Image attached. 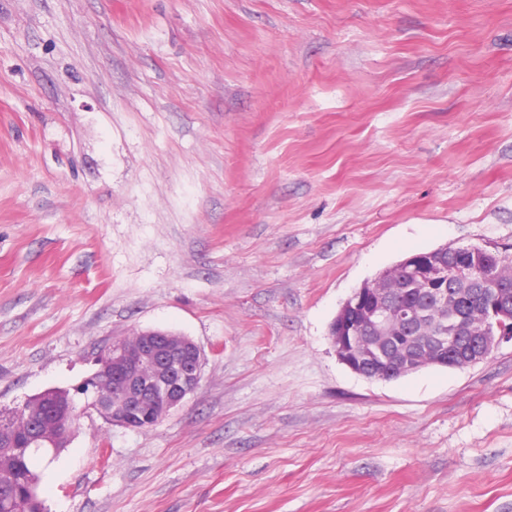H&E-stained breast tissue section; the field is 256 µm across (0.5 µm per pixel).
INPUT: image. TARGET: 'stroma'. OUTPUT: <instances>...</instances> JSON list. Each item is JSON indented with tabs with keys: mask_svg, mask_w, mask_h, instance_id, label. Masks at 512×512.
I'll return each instance as SVG.
<instances>
[{
	"mask_svg": "<svg viewBox=\"0 0 512 512\" xmlns=\"http://www.w3.org/2000/svg\"><path fill=\"white\" fill-rule=\"evenodd\" d=\"M446 244L512 255V0H0V410L205 355L34 454L43 512H512V341L385 381L329 337ZM204 352L189 337L149 330L128 340H114L96 359V372L62 393L56 408H67L76 423L96 413L110 427L144 429L155 411L166 416L200 384ZM96 376V377H95ZM87 381L92 383L84 389ZM82 395L79 404L75 396Z\"/></svg>",
	"mask_w": 512,
	"mask_h": 512,
	"instance_id": "stroma-1",
	"label": "stroma"
}]
</instances>
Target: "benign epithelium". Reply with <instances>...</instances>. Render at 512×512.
Returning <instances> with one entry per match:
<instances>
[{
	"label": "benign epithelium",
	"instance_id": "7a95c632",
	"mask_svg": "<svg viewBox=\"0 0 512 512\" xmlns=\"http://www.w3.org/2000/svg\"><path fill=\"white\" fill-rule=\"evenodd\" d=\"M450 264L456 273L467 266L491 267V275L479 287L499 299L491 320H484L478 313L470 318L468 329L479 330L480 336L466 347L459 346L464 333L461 316L455 306L448 305L450 297L461 299L450 290ZM402 272L407 274L408 287L422 289L449 312L430 346L419 351L408 345L394 362L387 354L388 345L395 341L394 326H412L421 320V309L395 306L390 301V288ZM509 283L512 267L501 255L479 246L455 247L448 253L437 249L413 253L362 284L343 304L330 332L336 356L358 375L367 377L380 368L387 379L430 365L462 368L479 363L502 342L512 341L503 330V323L512 321V299L500 294ZM203 362L204 352L189 337L168 331H141L106 346L96 359L97 370L89 377V389L81 383L73 388L74 394L62 393L58 407L67 408L75 420L95 413L111 427L148 428L153 413L167 415L198 389ZM11 440L14 447L42 448L55 437L31 428L12 434Z\"/></svg>",
	"mask_w": 512,
	"mask_h": 512
}]
</instances>
